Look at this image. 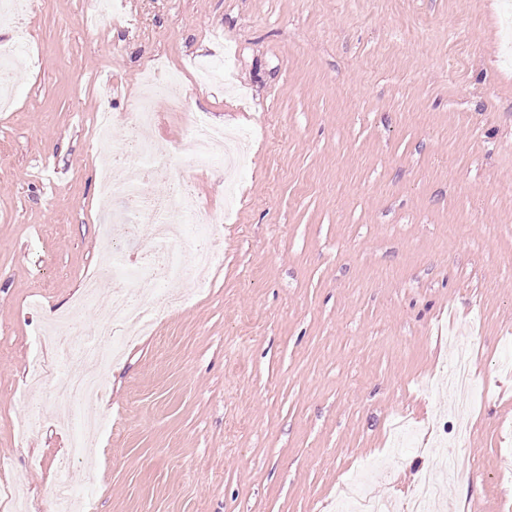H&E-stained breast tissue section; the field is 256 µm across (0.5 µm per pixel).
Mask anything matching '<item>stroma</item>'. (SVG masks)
Masks as SVG:
<instances>
[{
  "label": "stroma",
  "instance_id": "stroma-1",
  "mask_svg": "<svg viewBox=\"0 0 512 512\" xmlns=\"http://www.w3.org/2000/svg\"><path fill=\"white\" fill-rule=\"evenodd\" d=\"M14 101L0 111V512H46L67 473L93 512H350L342 486L403 512L460 423L472 460L446 491L512 512V0H23ZM163 61L150 134L197 199L181 235L223 260L202 292L166 279L149 335L124 342L82 430L35 387L45 307L99 258L150 267L153 242L105 237L99 171ZM239 133L234 177L195 163L193 114ZM468 339L473 381L450 379ZM31 429L19 437L17 424Z\"/></svg>",
  "mask_w": 512,
  "mask_h": 512
}]
</instances>
